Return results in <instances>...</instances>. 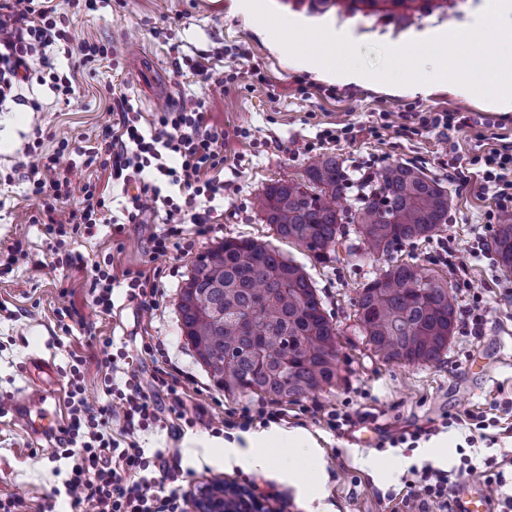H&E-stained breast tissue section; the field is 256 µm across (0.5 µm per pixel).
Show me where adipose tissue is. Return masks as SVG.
Here are the masks:
<instances>
[{
	"instance_id": "obj_1",
	"label": "adipose tissue",
	"mask_w": 512,
	"mask_h": 512,
	"mask_svg": "<svg viewBox=\"0 0 512 512\" xmlns=\"http://www.w3.org/2000/svg\"><path fill=\"white\" fill-rule=\"evenodd\" d=\"M288 443L295 448L307 449L309 456H316L317 444L305 430H283L273 426L266 430L243 433L241 441L224 445L225 465H236L248 472H264L271 466L269 451Z\"/></svg>"
}]
</instances>
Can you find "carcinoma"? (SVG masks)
<instances>
[{"label":"carcinoma","mask_w":512,"mask_h":512,"mask_svg":"<svg viewBox=\"0 0 512 512\" xmlns=\"http://www.w3.org/2000/svg\"><path fill=\"white\" fill-rule=\"evenodd\" d=\"M377 182L355 209H339L348 174L338 157L319 155L301 180L263 189L262 221L319 264L335 260L346 219L358 226L364 255L429 238L446 224L448 190L421 167L389 164ZM491 247L511 275L512 214L501 218ZM178 310L188 344L228 394L279 401L336 384L339 331L305 268L269 241L230 237L199 254ZM355 316L377 356L414 365L439 362L458 325L448 284L406 262L380 270L359 290Z\"/></svg>","instance_id":"obj_1"}]
</instances>
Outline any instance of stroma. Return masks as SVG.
I'll use <instances>...</instances> for the list:
<instances>
[{"label": "stroma", "instance_id": "obj_1", "mask_svg": "<svg viewBox=\"0 0 512 512\" xmlns=\"http://www.w3.org/2000/svg\"><path fill=\"white\" fill-rule=\"evenodd\" d=\"M483 0H455L454 7L398 10L389 14L345 6L310 5L308 0H269L279 15L310 27H347L369 62H377L376 45L407 43L431 32L460 26ZM73 43L99 40L112 47L108 60L95 71L78 69L76 91L69 104L57 102L49 85L24 84L16 100L0 110V252L22 244L28 260L20 266L0 265V400L8 401L29 384L49 383L65 395L73 356L85 358V397L90 406L108 402L106 378L124 387L121 369L134 362L141 383L154 369L146 344L159 345L167 368L176 375L185 411L198 415L195 427L181 429L175 415L159 427L139 433L146 456L162 453L179 477L173 486L192 505L206 484L225 476L240 484H255L257 496L283 497L288 512H398L399 502L383 500L382 492L401 489L411 466L431 462L424 445L414 449L390 447L388 436L441 422L444 416L484 408L497 424L486 432L452 427L441 431L448 446L442 469L460 466L462 454L478 450L498 453L493 436L512 426V302L494 297L492 288L502 273L489 244L495 232L486 215L494 208L489 194L480 192L476 169L469 158L494 147L496 137L512 140V112L498 113L476 96L461 100L448 85L429 95L391 93L378 88L347 86L301 69L296 57L258 32L233 9V0H100L97 10L71 14L65 24ZM205 55L212 78L194 82L177 76L178 55ZM260 77H253V70ZM235 80H228V72ZM121 88L150 121L178 95L204 101L209 121L231 131L248 130V138H228L224 155V203L217 224L195 238L191 251H175L158 260L159 291L153 309H142L126 287L115 288L111 313L99 311L90 288L91 267L111 265L115 274L145 268L152 235L163 231L164 214H149L140 224L123 223L125 195L107 184L108 174L77 167L76 154H58L55 134L68 133L80 146L102 142L113 117L102 89ZM41 105L32 111L31 102ZM458 111L469 126L441 136L434 130L398 137L371 134L383 114ZM352 123L359 130L353 143L317 144L320 154L335 155L346 168L376 161L380 165L413 163L442 180L448 190V222L429 240L411 241L386 254L361 257L357 227L345 225L337 258L328 264L309 259L299 246L282 241L283 254L305 265L313 277L327 315L340 332L339 376L335 387L298 399L282 400L289 428H302L316 439L323 470L301 466V476L313 497L282 480L278 469L250 474L241 467L225 468L224 437L209 424L225 410L258 407L261 395H231L213 381L181 330L178 302L196 257L227 237L274 240L263 224L256 200L278 180L301 178L311 153L306 143L329 124ZM43 138H36V131ZM40 143L46 156H57L55 172H69L78 207L86 182L105 189L114 224H101L94 236H77L73 250L83 254L82 268H53L49 239L32 218L41 202L27 193L23 164L28 146ZM456 153L462 165L449 178L446 162ZM473 253L467 269H452L461 254ZM419 265L425 273L447 283L459 311L476 310L482 317L477 336L455 334L441 361L428 366L404 365L379 358L359 334L354 303L362 284L391 263ZM70 301L76 313L60 325L57 309ZM50 360L55 373L29 375L25 364L32 355ZM111 355L116 368L104 367ZM334 409L366 410L376 421L359 423L344 434L326 427L323 415ZM53 449L36 448L25 428L11 414L0 415V498L16 501L15 512H43L49 497L63 481L66 461H53Z\"/></svg>", "mask_w": 512, "mask_h": 512}]
</instances>
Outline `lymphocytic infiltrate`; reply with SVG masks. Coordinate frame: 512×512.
<instances>
[{"label":"lymphocytic infiltrate","instance_id":"lymphocytic-infiltrate-1","mask_svg":"<svg viewBox=\"0 0 512 512\" xmlns=\"http://www.w3.org/2000/svg\"><path fill=\"white\" fill-rule=\"evenodd\" d=\"M58 12L53 0H0V105L11 97L16 85L33 80L39 69H46L54 91L73 97L75 89L67 74L55 71L46 56V48L69 41L68 32L58 27ZM111 112L117 120L101 145L78 147L83 166H99L108 171L117 184H134L124 210L128 223L137 224L146 212H164L168 228L154 235L149 262H156L170 251L184 249L185 224H193L197 234L208 231L212 220V202L224 196V143L228 137H246V130L226 131L207 121V109L199 100L177 99L165 111L157 113L149 126H141V115L126 93L113 94ZM25 176L28 191L41 199L40 218L50 237V249L61 266H76L82 261L69 248V232L92 233L106 223L105 195L96 185L83 187L81 206L68 207L71 179L67 174L47 178L49 157L36 148L26 152ZM473 165L482 169L480 187L491 192L495 208L492 220L512 213V142L502 141L487 153L475 156ZM83 357H76L69 377L67 399L72 419L57 439L55 456L72 460L63 482L71 507L83 512H184L181 498L166 490L163 483L144 477L151 462L137 441L139 432L160 420L158 399L161 394L177 392V380L163 368L152 376L151 392H144L134 367L124 368L126 390L119 406L104 404L90 408L84 397L80 375ZM122 424L128 441L118 449L119 467L103 461L102 451L116 447L107 430L112 421ZM462 469L444 470L432 465L412 469L401 502L406 512H457L448 489L461 471H480L486 488L489 512H512V496L504 495V469L512 467V457H488L475 466L471 457H463Z\"/></svg>","mask_w":512,"mask_h":512}]
</instances>
